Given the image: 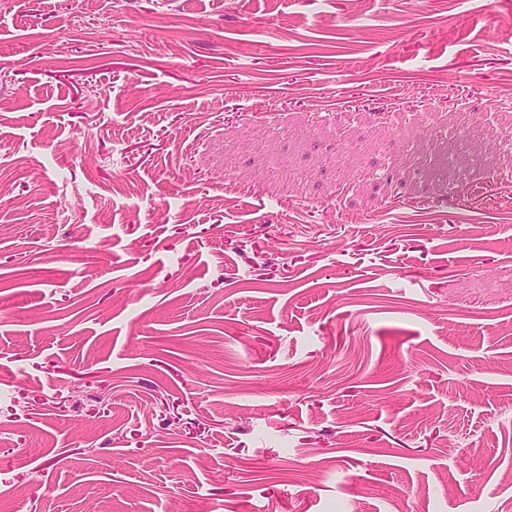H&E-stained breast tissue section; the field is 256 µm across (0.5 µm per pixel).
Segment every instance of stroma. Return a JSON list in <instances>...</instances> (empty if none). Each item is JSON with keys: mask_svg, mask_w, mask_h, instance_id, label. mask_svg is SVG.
<instances>
[{"mask_svg": "<svg viewBox=\"0 0 512 512\" xmlns=\"http://www.w3.org/2000/svg\"><path fill=\"white\" fill-rule=\"evenodd\" d=\"M508 93L512 0H0V512H512Z\"/></svg>", "mask_w": 512, "mask_h": 512, "instance_id": "obj_1", "label": "stroma"}]
</instances>
